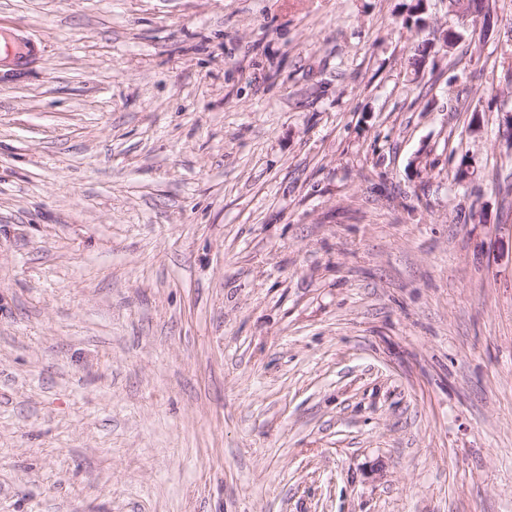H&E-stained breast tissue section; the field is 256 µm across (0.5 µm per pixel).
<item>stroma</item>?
Returning <instances> with one entry per match:
<instances>
[{"label":"stroma","instance_id":"35a3bbf8","mask_svg":"<svg viewBox=\"0 0 512 512\" xmlns=\"http://www.w3.org/2000/svg\"><path fill=\"white\" fill-rule=\"evenodd\" d=\"M414 5L0 0V512H512V0ZM2 37L3 34L1 32L0 54L20 50L17 58V61H20L17 66L20 70L26 65L27 60L35 56L40 50L38 46L28 42L18 33H13L11 38L6 41H3Z\"/></svg>","mask_w":512,"mask_h":512}]
</instances>
